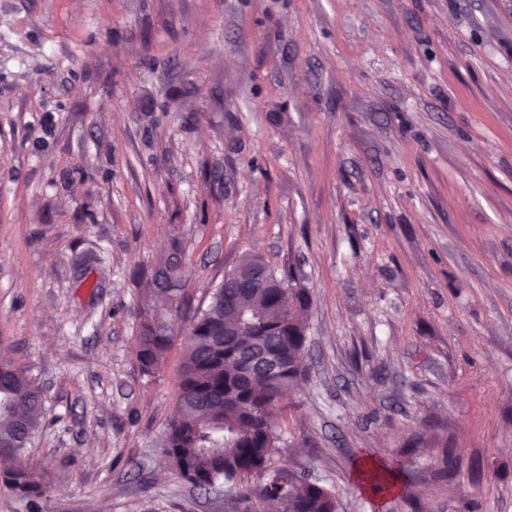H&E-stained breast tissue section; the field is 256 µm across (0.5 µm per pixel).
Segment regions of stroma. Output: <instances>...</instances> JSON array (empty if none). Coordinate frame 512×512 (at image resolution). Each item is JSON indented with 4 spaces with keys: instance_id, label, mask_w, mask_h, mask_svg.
<instances>
[{
    "instance_id": "stroma-1",
    "label": "stroma",
    "mask_w": 512,
    "mask_h": 512,
    "mask_svg": "<svg viewBox=\"0 0 512 512\" xmlns=\"http://www.w3.org/2000/svg\"><path fill=\"white\" fill-rule=\"evenodd\" d=\"M176 249L194 310L247 255L310 292L274 466L338 512H512V0H0V354L43 390L42 512H230L163 453L190 320L137 276ZM171 330L149 311L141 315L137 361L143 374L152 375L161 365L173 343ZM358 469L364 487L380 498L392 495L401 481V468L396 465L387 466L376 461L371 465L360 462Z\"/></svg>"
}]
</instances>
